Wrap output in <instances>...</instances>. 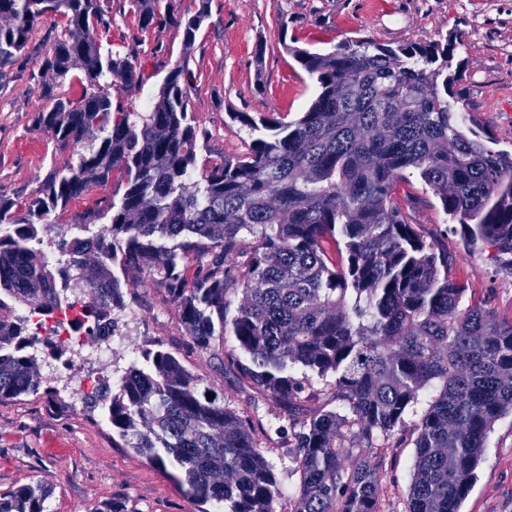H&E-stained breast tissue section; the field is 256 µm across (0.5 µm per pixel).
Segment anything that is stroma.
<instances>
[{
	"instance_id": "1",
	"label": "stroma",
	"mask_w": 512,
	"mask_h": 512,
	"mask_svg": "<svg viewBox=\"0 0 512 512\" xmlns=\"http://www.w3.org/2000/svg\"><path fill=\"white\" fill-rule=\"evenodd\" d=\"M113 50L136 64L138 83H115L112 100L148 109L163 77L179 61L192 73L189 106L204 132L197 164L204 167L247 151L248 133L229 118L233 112L276 113L292 121L317 93V83L285 50L295 45L329 52L347 39H369L390 47L453 40L452 86L468 124L512 152V0H210V17L192 49H184L172 26L141 30L129 0H111ZM54 19L32 33L26 51L0 69V189L35 193L54 172L74 163L73 149H62L51 132L37 128L40 111L58 98L79 99L82 74L72 70L55 82L42 63L55 36ZM119 177L72 201L50 240L84 235L77 219L98 201L117 194ZM419 230L448 255V275L467 284V298L483 303L497 319H512V272L495 260L492 248L465 244L458 224L418 177L398 192ZM119 312L127 345L113 367L126 368L138 348L163 342L207 384L224 393L239 414L259 419L260 438L285 491L298 483L291 475L292 449L284 430V403L243 382L225 356L237 355L232 340L223 350L202 354L193 347L178 310L157 280L141 276L129 288ZM92 361L80 371L52 373V393L0 400V492L41 483L50 496L47 512H100L113 499L130 512H198L173 470L135 453L99 415L85 409L80 389L85 376L101 373ZM406 424L374 440L380 456L378 498L381 512H407L414 460L415 425ZM461 512H512V414L502 416L488 435L477 480Z\"/></svg>"
}]
</instances>
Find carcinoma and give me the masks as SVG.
<instances>
[{
	"label": "carcinoma",
	"mask_w": 512,
	"mask_h": 512,
	"mask_svg": "<svg viewBox=\"0 0 512 512\" xmlns=\"http://www.w3.org/2000/svg\"><path fill=\"white\" fill-rule=\"evenodd\" d=\"M143 29L183 30L190 50L209 0L180 12L174 0H130ZM57 19L44 64L54 79L77 67L84 91L38 113L62 148L79 145L67 173L34 194L0 189V400L39 391L31 317L82 307L79 326L115 328L124 289L148 274L179 308L193 346L230 333L236 368L288 403L314 380L344 412L322 410L293 434L299 476L288 512H380L379 463L358 441L388 435L429 394L415 424L408 512H460L494 423L512 413V320L463 305L448 254L399 204L416 175L472 244L494 248L512 271V153L466 126L451 87L454 44L381 46L347 40L327 53L284 45L318 84L291 122L231 112L248 130L245 154L197 172L203 133L188 111L192 75L177 63L146 111L112 106L108 89L138 81L127 56L103 49L108 0H0V68L25 52L45 18ZM119 172L120 198L83 216L105 225L55 243L47 232L71 200ZM55 220H50V217ZM344 260L329 256V246ZM204 274L188 282L193 264ZM242 299L228 316L231 297ZM126 445L179 470L186 494L224 512H276L282 490L255 425L156 342L107 389L82 393ZM48 490L0 493V512H46Z\"/></svg>",
	"instance_id": "carcinoma-1"
}]
</instances>
